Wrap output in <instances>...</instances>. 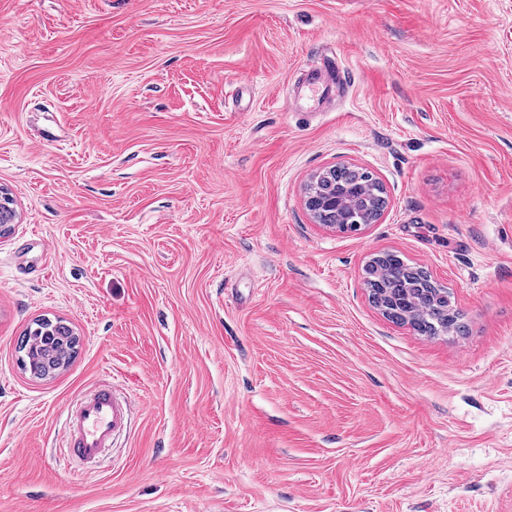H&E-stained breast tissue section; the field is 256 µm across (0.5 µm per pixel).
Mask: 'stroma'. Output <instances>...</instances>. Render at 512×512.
Returning a JSON list of instances; mask_svg holds the SVG:
<instances>
[{
	"label": "stroma",
	"mask_w": 512,
	"mask_h": 512,
	"mask_svg": "<svg viewBox=\"0 0 512 512\" xmlns=\"http://www.w3.org/2000/svg\"><path fill=\"white\" fill-rule=\"evenodd\" d=\"M336 164L378 223H314ZM0 186V512H512V0H0ZM387 251L462 332L373 306ZM39 318L80 338L48 380ZM113 375L81 464L61 409ZM53 322L55 324L46 319L34 322L35 327L24 335L19 347L24 352V369L37 379L54 376L69 362L78 343L73 331L61 324L63 321L56 319ZM122 390L113 378L64 407V435L75 456L94 459L130 429V403Z\"/></svg>",
	"instance_id": "1"
}]
</instances>
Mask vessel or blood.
<instances>
[{"instance_id":"vessel-or-blood-1","label":"vessel or blood","mask_w":512,"mask_h":512,"mask_svg":"<svg viewBox=\"0 0 512 512\" xmlns=\"http://www.w3.org/2000/svg\"><path fill=\"white\" fill-rule=\"evenodd\" d=\"M130 403L117 383L98 386L91 394L67 404L63 430L71 452L80 458L98 457L116 436L131 426Z\"/></svg>"}]
</instances>
